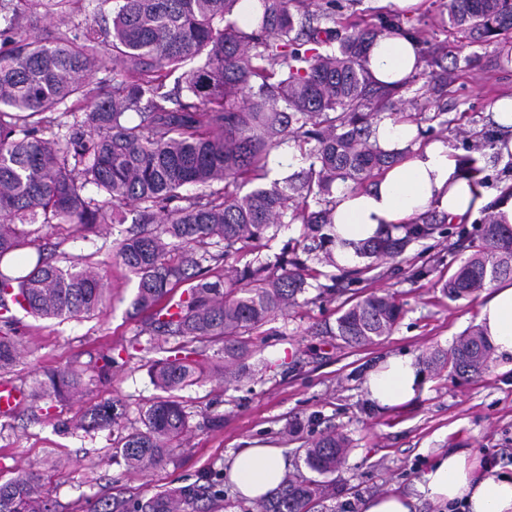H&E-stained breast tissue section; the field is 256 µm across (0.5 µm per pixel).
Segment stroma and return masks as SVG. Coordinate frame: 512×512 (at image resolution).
Here are the masks:
<instances>
[{
	"instance_id": "1",
	"label": "stroma",
	"mask_w": 512,
	"mask_h": 512,
	"mask_svg": "<svg viewBox=\"0 0 512 512\" xmlns=\"http://www.w3.org/2000/svg\"><path fill=\"white\" fill-rule=\"evenodd\" d=\"M450 0H422L417 12L402 16L404 26L422 31L424 51L438 50L450 76L439 106L426 93L428 67H421L394 96L399 111L410 114L420 130L419 144L440 142L454 157L467 156L491 128V108L512 95V33L476 41L440 25ZM443 110L447 124L434 120ZM483 186L501 191L512 182V153L503 141L476 155ZM118 227L106 224L76 238L65 224L38 227L37 244L53 252L59 265L74 257L97 264L109 288L103 313L63 322L17 314L0 317V335L16 338L22 349L5 381L30 389L45 371L72 367L86 384L81 397L23 403L0 415V473L22 468L49 471L50 497L57 512H86L88 501L109 493L129 501L199 481L203 474L225 471L247 442L283 448L289 471L304 470L305 450L329 429L344 434L351 452L336 475V496L327 512H361L366 497L389 490L415 494L431 461L451 448L472 449L480 460L512 469V371L491 358L481 376L465 380L451 366L425 370L424 384L408 406L382 412L367 400V371L392 354L420 358L448 350L476 324L478 299L455 302L445 297L438 277L452 273L465 259L456 233H444L413 244L399 258H385L371 279L333 296L308 289L298 305L276 314L253 336L256 351L249 360L256 373L236 385L224 382V361L213 351L202 358L205 373L180 396L191 413L190 428L180 447L161 464L143 473L126 470L114 457L112 430L85 433L76 420L94 404L112 402L129 425L156 397L148 368L130 342L142 327L130 302L135 283L111 262ZM436 261V273L416 281L411 264ZM391 294L402 307L393 332L366 348L344 345L325 332L343 302L370 292ZM120 360L105 369L103 354Z\"/></svg>"
}]
</instances>
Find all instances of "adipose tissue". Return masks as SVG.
Wrapping results in <instances>:
<instances>
[{
	"label": "adipose tissue",
	"mask_w": 512,
	"mask_h": 512,
	"mask_svg": "<svg viewBox=\"0 0 512 512\" xmlns=\"http://www.w3.org/2000/svg\"><path fill=\"white\" fill-rule=\"evenodd\" d=\"M370 77L381 84L405 82L420 60V44L403 34L377 37L365 51ZM333 210L335 259L348 266L355 260L356 243L375 238L389 225L402 224L437 208L462 219L493 206L502 223L512 225V196L491 204L489 196L463 175L447 146L434 142L409 159L392 166L376 187L340 188ZM476 322L502 361L512 360V282L489 288L480 297ZM423 383L416 362L404 355L387 357L366 374L368 399L382 411L411 403ZM286 461L278 448L255 442L234 456L227 472L238 494L259 502L278 487ZM416 495L398 491L366 498L363 512H416L419 499L438 504L458 503L468 512H512V473L481 471L469 450L452 449L440 455L423 474Z\"/></svg>",
	"instance_id": "1"
}]
</instances>
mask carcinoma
<instances>
[{"label": "carcinoma", "mask_w": 512, "mask_h": 512, "mask_svg": "<svg viewBox=\"0 0 512 512\" xmlns=\"http://www.w3.org/2000/svg\"><path fill=\"white\" fill-rule=\"evenodd\" d=\"M239 0H0V313L21 308L40 319L67 320L103 311L107 288L87 259L66 266L36 249V258L3 260L32 244L33 224H69L86 236L98 224H122L123 207L137 205V229L116 243L113 258L137 282L132 313L143 318L132 348L148 358L155 388L164 393L145 410L142 426L128 427L103 402L76 427L117 432L115 454L130 472L162 463L189 430L177 392L203 374L194 356L219 346L224 379H241L254 349L251 336L276 313L317 286L311 264L336 266L332 233L336 181L354 189L398 164L409 152L371 140V100L386 106L395 89L372 83L366 44L385 32L419 36L383 17L361 25L336 10H308L307 0H262L256 28L232 20ZM110 27L81 21L89 13ZM59 19L64 28L41 33ZM444 25L466 35L512 31V0H451ZM205 57L197 68L188 63ZM433 91L444 93L448 67L431 55ZM174 80L176 90L167 89ZM309 146L308 167L266 185L269 157L287 139ZM187 185L204 188L185 195ZM250 185L252 189L242 193ZM316 208H311V204ZM299 222L303 244L273 255L263 240ZM447 217L427 213L394 224L355 246L367 263L404 254L441 233ZM481 244L440 281L450 300L476 297L512 278V228L485 214ZM182 289L175 296L176 289ZM402 308L373 292L343 305L332 335L366 346L390 335ZM20 355L0 336V372ZM491 349L479 327L452 347L426 358L451 364L463 377L483 373ZM82 373L52 370L30 396L59 400L83 393ZM348 439L327 432L306 450L319 478L284 476L257 504L258 512H319L336 495L332 475L343 467ZM221 479L155 494L133 505L98 497L88 512H212ZM39 470L0 483V512H55Z\"/></svg>", "instance_id": "cac0c4a2"}]
</instances>
